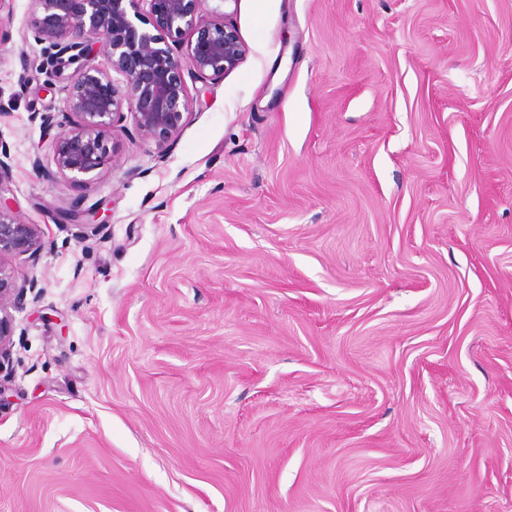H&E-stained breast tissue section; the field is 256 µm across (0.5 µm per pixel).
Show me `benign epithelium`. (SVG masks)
Instances as JSON below:
<instances>
[{"label": "benign epithelium", "instance_id": "obj_1", "mask_svg": "<svg viewBox=\"0 0 512 512\" xmlns=\"http://www.w3.org/2000/svg\"><path fill=\"white\" fill-rule=\"evenodd\" d=\"M210 0H32L31 25L47 43L45 73L65 78L63 113L69 129L54 142L62 178L74 183L102 168L106 132L129 120L164 152L190 108L185 78L216 80L235 70L248 48L229 14ZM103 55L126 77L122 92ZM75 66L72 74L64 71ZM39 228L22 220L0 196V374L8 372L13 344L9 309L22 301L32 279L17 284L9 260L39 250Z\"/></svg>", "mask_w": 512, "mask_h": 512}]
</instances>
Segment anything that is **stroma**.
<instances>
[{
    "label": "stroma",
    "mask_w": 512,
    "mask_h": 512,
    "mask_svg": "<svg viewBox=\"0 0 512 512\" xmlns=\"http://www.w3.org/2000/svg\"><path fill=\"white\" fill-rule=\"evenodd\" d=\"M225 9L244 62L81 185L32 2L0 9L42 239L0 512H512V0Z\"/></svg>",
    "instance_id": "1"
}]
</instances>
